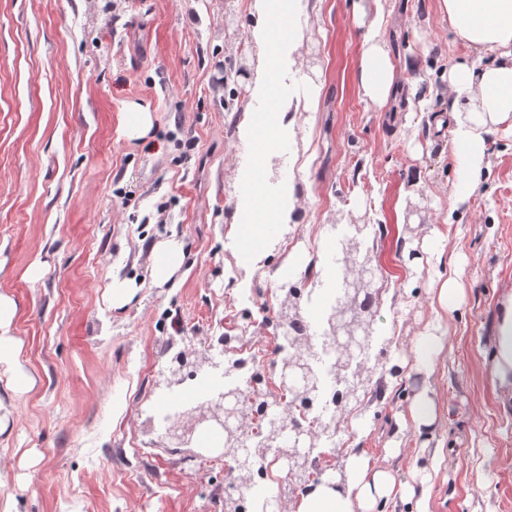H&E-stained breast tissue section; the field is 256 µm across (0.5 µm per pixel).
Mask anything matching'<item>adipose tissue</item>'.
I'll return each mask as SVG.
<instances>
[{
	"instance_id": "1",
	"label": "adipose tissue",
	"mask_w": 512,
	"mask_h": 512,
	"mask_svg": "<svg viewBox=\"0 0 512 512\" xmlns=\"http://www.w3.org/2000/svg\"><path fill=\"white\" fill-rule=\"evenodd\" d=\"M444 15L457 38L470 48L495 52V59L482 67L466 62L448 71L453 100L442 119L451 128V155L457 172L454 200L463 203L474 194L487 157L492 126L512 122V0H442ZM253 37L262 49V67L255 91L272 99L274 77L283 61L286 35L271 26L256 28ZM359 81L374 103L388 101L396 89L395 73L381 42H372L364 51ZM281 114L278 110L250 121L245 131L252 156L243 177L252 189L253 202L243 211L244 219L256 224L258 235H237L236 248L250 261L267 247L270 225L281 223L279 202L264 196L261 180L269 154L277 146ZM16 306L0 295V369L9 373L15 388L29 389L32 378L18 360L19 342L12 334ZM483 364L492 380L503 409H512V293L502 301L500 316L483 353ZM435 399L429 389L417 391L407 415L396 421L393 448L387 457L399 455L405 435L419 441L415 459L421 471L436 468L443 457L442 446H430L429 436L439 426ZM345 482L323 481L309 494L294 502L293 512H378L379 507L410 503L411 487L397 484L391 468L378 465L366 452L350 454Z\"/></svg>"
}]
</instances>
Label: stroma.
Instances as JSON below:
<instances>
[{
	"instance_id": "obj_1",
	"label": "stroma",
	"mask_w": 512,
	"mask_h": 512,
	"mask_svg": "<svg viewBox=\"0 0 512 512\" xmlns=\"http://www.w3.org/2000/svg\"><path fill=\"white\" fill-rule=\"evenodd\" d=\"M440 0H307L284 56L280 147L298 172L289 195L304 223L295 253L257 266L262 286L325 256L334 224H383L374 243L377 327L394 340L402 391L340 432L398 481L414 455L386 459L392 428L430 382L449 413L435 441L444 460L417 489L427 512H512V412L482 363L500 300L512 292V128L492 130L489 164L455 204L451 133L434 116L452 101L448 70L493 55L458 40ZM257 22L254 0H0V294L16 305L13 334L34 380L0 374V506L11 512H216L224 463L196 464L166 445L160 359L202 350L223 320L237 266L232 229L248 196L240 130L266 102L222 80ZM383 39L401 78L395 98L364 94L360 60ZM151 127L127 137L125 112ZM181 242L184 261L159 284L154 247ZM422 256L409 260L410 250ZM456 276L463 298L439 295ZM131 304L108 301L113 280ZM443 325L431 378L416 371L418 336ZM136 468L121 476L123 462Z\"/></svg>"
}]
</instances>
